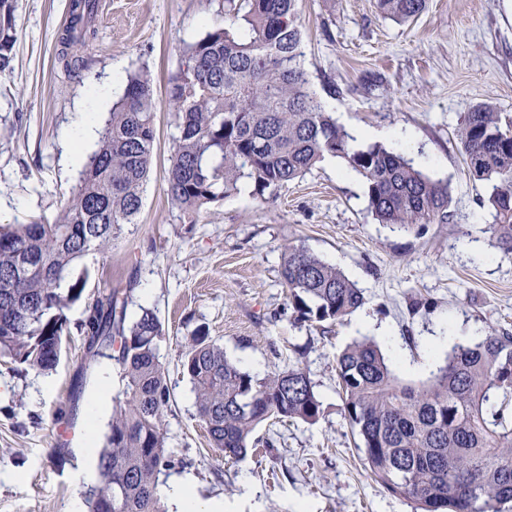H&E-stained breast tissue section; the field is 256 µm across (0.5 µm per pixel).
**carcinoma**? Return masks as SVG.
Returning a JSON list of instances; mask_svg holds the SVG:
<instances>
[{
	"label": "carcinoma",
	"mask_w": 512,
	"mask_h": 512,
	"mask_svg": "<svg viewBox=\"0 0 512 512\" xmlns=\"http://www.w3.org/2000/svg\"><path fill=\"white\" fill-rule=\"evenodd\" d=\"M381 15L407 22L426 0H376ZM96 0H72L63 43L84 45ZM16 0H0V74L11 69ZM299 0H224V27L183 49L168 87L179 135L167 171V194L189 221L238 190L277 189L326 157L362 176L381 224L412 229L448 223V182L433 180L381 144L354 145L311 88L304 66ZM155 99L148 71L128 76L79 185L53 224L0 225V354L36 371L59 362L65 315L88 276L68 283L73 266L105 252L142 207L153 157ZM457 137L470 173L488 183L495 212L491 247L512 252V130L497 108L465 113ZM281 277L297 322L341 323L364 304L362 291L301 245L283 248ZM129 290L85 302L86 350L108 356L126 380L122 400L98 451L100 482L85 492L88 512H167L159 476L173 469L165 417L171 394L158 360L163 326L143 308L127 321ZM182 367L211 447L240 460L260 443L268 421L314 424L323 416L315 385L298 366L258 378L231 362L197 328ZM344 418L374 480L420 512H502L512 503V333L488 331L453 350L418 384L402 381L378 345L347 346L336 363Z\"/></svg>",
	"instance_id": "carcinoma-1"
}]
</instances>
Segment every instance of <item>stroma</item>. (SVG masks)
<instances>
[{"mask_svg":"<svg viewBox=\"0 0 512 512\" xmlns=\"http://www.w3.org/2000/svg\"><path fill=\"white\" fill-rule=\"evenodd\" d=\"M95 39L74 48L81 76L63 68L70 0H17V41L0 74V224L54 223L97 147L72 161L69 131L95 107L104 125L130 74L147 69L156 97V141L143 204L106 254L71 270L86 296L131 287L129 316L149 308L163 325L159 360L172 405L168 446L200 502L223 512H416L370 476L342 414L336 358L353 341L377 342L395 374L425 381L469 331L512 330V253L490 245L493 211L468 171L456 137L466 112L490 103L512 118V0H427L414 20L382 17L376 0H300L311 87L362 144L397 150L448 182V221L410 230L380 224L361 176L328 157L264 196L251 186L209 206L196 223L167 195L177 133L167 88L183 49L224 24V0H98ZM302 245L340 268L365 303L324 333L294 322L281 277L284 245ZM421 301L412 312L413 301ZM204 326L227 357L258 376L301 367L324 414L260 425L257 447L233 463L213 451L180 353ZM119 397L124 380L107 357L87 359L71 332L56 368L14 369L0 357V512H69L83 485L73 479L102 380Z\"/></svg>","mask_w":512,"mask_h":512,"instance_id":"1","label":"stroma"}]
</instances>
